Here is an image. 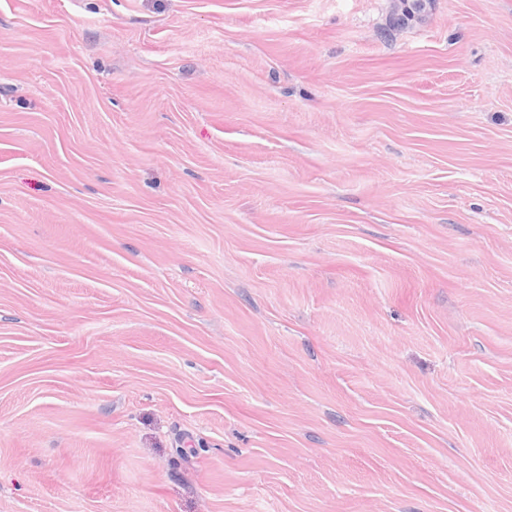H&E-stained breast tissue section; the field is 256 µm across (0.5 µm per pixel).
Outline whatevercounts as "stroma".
Wrapping results in <instances>:
<instances>
[{"instance_id": "1", "label": "stroma", "mask_w": 512, "mask_h": 512, "mask_svg": "<svg viewBox=\"0 0 512 512\" xmlns=\"http://www.w3.org/2000/svg\"><path fill=\"white\" fill-rule=\"evenodd\" d=\"M0 0V512H512V0Z\"/></svg>"}]
</instances>
